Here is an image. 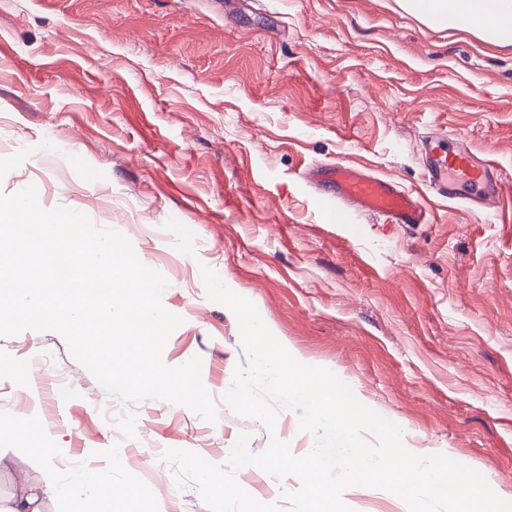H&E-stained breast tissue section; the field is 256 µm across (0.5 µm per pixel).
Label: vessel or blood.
<instances>
[{"mask_svg": "<svg viewBox=\"0 0 512 512\" xmlns=\"http://www.w3.org/2000/svg\"><path fill=\"white\" fill-rule=\"evenodd\" d=\"M423 148L428 193L482 207L500 202L505 184L497 162L475 153L463 136H432ZM307 177L322 196L383 223L413 226L430 221L419 193L370 170L336 161L316 164Z\"/></svg>", "mask_w": 512, "mask_h": 512, "instance_id": "1", "label": "vessel or blood"}]
</instances>
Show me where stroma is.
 Segmentation results:
<instances>
[{"label":"stroma","instance_id":"obj_1","mask_svg":"<svg viewBox=\"0 0 512 512\" xmlns=\"http://www.w3.org/2000/svg\"><path fill=\"white\" fill-rule=\"evenodd\" d=\"M442 128L512 182V45L398 0H0V192L35 185L45 208L125 235L183 319L164 362L201 356L219 405L212 424L124 403L59 333L0 337V419L19 431L0 439V508L24 483L44 489L42 512H96L92 492L53 490L96 471L137 492L114 512H209L166 449L222 464L247 431L252 452L275 437L306 455L294 412L270 431L222 405L247 358L205 267L409 451L461 460L512 502V211L430 196L429 224L340 222L304 178L341 161L422 188L421 142ZM236 478L291 512L296 477Z\"/></svg>","mask_w":512,"mask_h":512}]
</instances>
